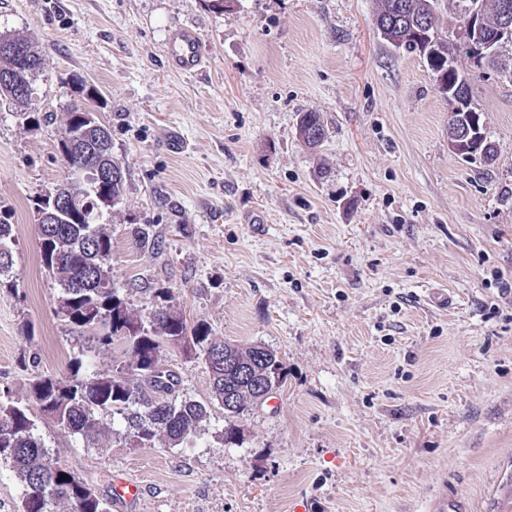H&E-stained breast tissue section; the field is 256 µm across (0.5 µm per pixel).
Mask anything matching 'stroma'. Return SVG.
I'll use <instances>...</instances> for the list:
<instances>
[{"instance_id": "35a3bbf8", "label": "stroma", "mask_w": 512, "mask_h": 512, "mask_svg": "<svg viewBox=\"0 0 512 512\" xmlns=\"http://www.w3.org/2000/svg\"><path fill=\"white\" fill-rule=\"evenodd\" d=\"M379 0H0V32L34 37L32 105L0 100V219L14 226V287L0 288V394L60 377L82 340L55 309L36 202L67 174L59 142L101 93L124 195L105 214L112 281L152 312L172 289L188 324L274 349L269 401L224 412L193 445L101 452L45 433L107 512H512V81L473 65L471 104L498 155L448 147L449 105L418 54L376 27ZM198 30L203 73L171 72L169 32ZM328 137L309 149L300 113ZM152 225L160 249L136 247ZM193 399L202 359L163 346ZM138 479L136 508L111 505ZM296 130L299 138L311 149L320 147L327 136L321 117L316 112H304L297 121ZM311 130L314 132L310 137Z\"/></svg>"}]
</instances>
